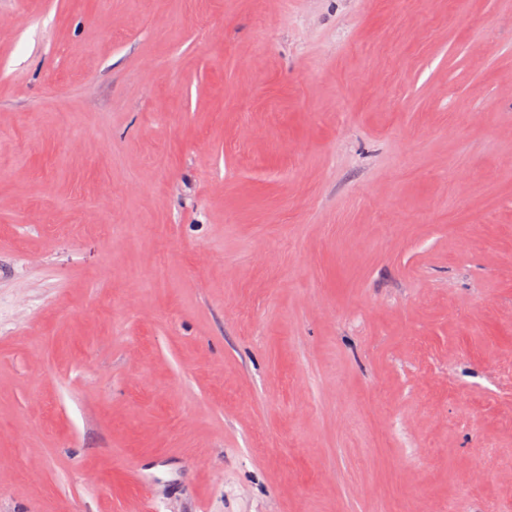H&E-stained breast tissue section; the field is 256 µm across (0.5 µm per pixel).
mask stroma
I'll return each instance as SVG.
<instances>
[{"mask_svg": "<svg viewBox=\"0 0 512 512\" xmlns=\"http://www.w3.org/2000/svg\"><path fill=\"white\" fill-rule=\"evenodd\" d=\"M0 512H512V0H0Z\"/></svg>", "mask_w": 512, "mask_h": 512, "instance_id": "35a3bbf8", "label": "stroma"}]
</instances>
